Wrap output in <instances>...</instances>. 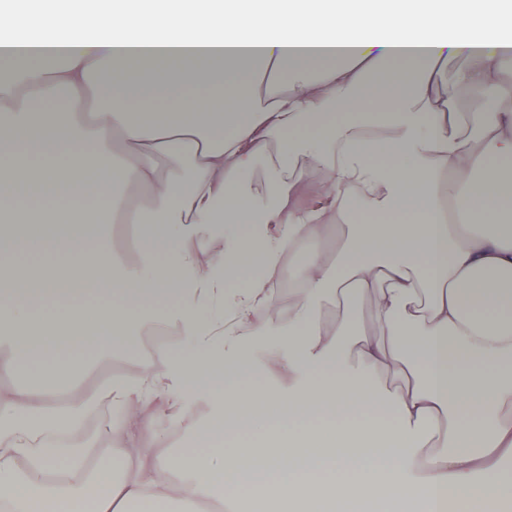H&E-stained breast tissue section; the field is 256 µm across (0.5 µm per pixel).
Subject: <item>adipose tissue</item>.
<instances>
[{
	"instance_id": "obj_1",
	"label": "adipose tissue",
	"mask_w": 512,
	"mask_h": 512,
	"mask_svg": "<svg viewBox=\"0 0 512 512\" xmlns=\"http://www.w3.org/2000/svg\"><path fill=\"white\" fill-rule=\"evenodd\" d=\"M465 68L445 75L452 58ZM512 12L500 0H19L0 9V374L40 367L37 391L0 388V501L93 512L163 500L183 512H480L512 495ZM205 89L194 97V89ZM469 95L467 125L455 110ZM173 103L155 110V99ZM276 147L268 190L246 185ZM303 161L299 178L286 167ZM130 224L140 267L116 266L107 224ZM224 247L181 249L203 227ZM306 254L276 292L283 255ZM255 276L236 292L238 271ZM110 299L96 317L78 300ZM167 296L184 343L142 357L134 379L58 402L65 349L131 354L132 314ZM335 301L328 310L327 301ZM366 302L373 330L349 336ZM230 303V326L199 317ZM65 313L56 331L43 307ZM288 310L265 361L245 338ZM242 368L200 381L215 424L256 409L282 446L241 442L207 459L113 449L91 470L80 432L150 436L141 404L195 378L213 336ZM284 374L287 385L269 382ZM396 388L381 387L384 376ZM66 466L67 480L44 476Z\"/></svg>"
}]
</instances>
